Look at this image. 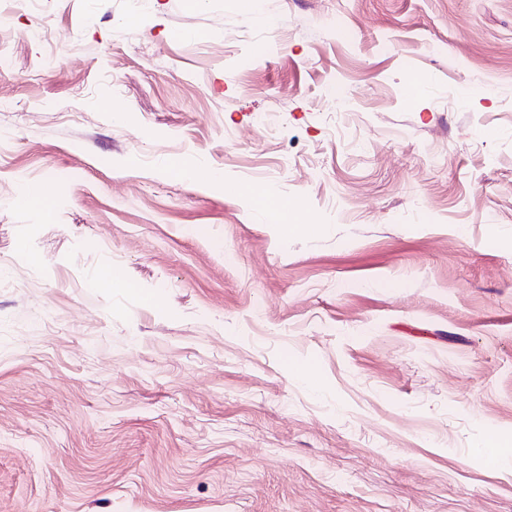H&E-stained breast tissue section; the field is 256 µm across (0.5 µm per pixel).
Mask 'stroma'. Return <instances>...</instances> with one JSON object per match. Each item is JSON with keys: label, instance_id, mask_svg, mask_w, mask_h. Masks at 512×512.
<instances>
[{"label": "stroma", "instance_id": "35a3bbf8", "mask_svg": "<svg viewBox=\"0 0 512 512\" xmlns=\"http://www.w3.org/2000/svg\"><path fill=\"white\" fill-rule=\"evenodd\" d=\"M495 437L512 0H0V512H512ZM251 203L254 210L259 212L267 224H280L291 217V203L280 201L266 195L260 190L250 191ZM512 441L491 440L486 443L482 452H484L493 463L498 467L507 466L512 462Z\"/></svg>", "mask_w": 512, "mask_h": 512}]
</instances>
